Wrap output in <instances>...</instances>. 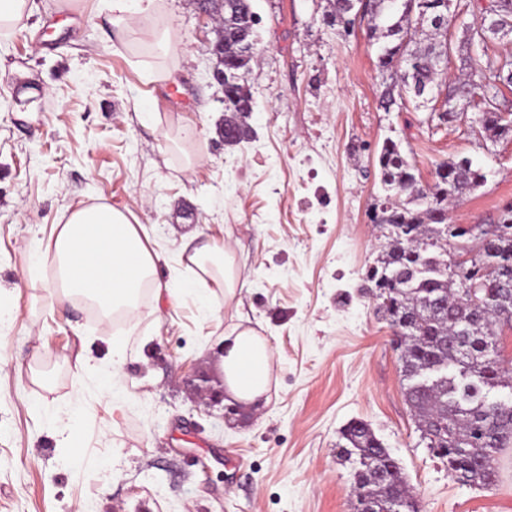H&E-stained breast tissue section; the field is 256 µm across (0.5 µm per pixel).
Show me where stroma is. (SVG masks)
I'll return each mask as SVG.
<instances>
[{
  "label": "stroma",
  "mask_w": 512,
  "mask_h": 512,
  "mask_svg": "<svg viewBox=\"0 0 512 512\" xmlns=\"http://www.w3.org/2000/svg\"><path fill=\"white\" fill-rule=\"evenodd\" d=\"M325 0H254L260 61L246 73L251 139L224 144L222 92L196 0H159L149 23L112 28V0H34L0 32V512H351L342 431L366 423L415 488L420 512H512V448L490 488L458 484L420 439L400 354L365 279L386 239L368 215L377 155L401 141L422 183L466 156L489 172L450 214L482 224L512 201V139L489 147L379 107L378 47L337 38ZM107 204L143 225L158 280L126 326L120 409L111 320L63 299L53 263L27 254L75 209ZM226 247L234 304L199 309L187 249ZM242 325L275 353L268 400L222 401L215 349ZM219 394L204 404L194 386ZM78 408L61 422L55 413ZM73 429L70 447L62 427Z\"/></svg>",
  "instance_id": "obj_1"
}]
</instances>
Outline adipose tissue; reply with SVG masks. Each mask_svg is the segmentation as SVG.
Wrapping results in <instances>:
<instances>
[{
	"instance_id": "ef3b65f1",
	"label": "adipose tissue",
	"mask_w": 512,
	"mask_h": 512,
	"mask_svg": "<svg viewBox=\"0 0 512 512\" xmlns=\"http://www.w3.org/2000/svg\"><path fill=\"white\" fill-rule=\"evenodd\" d=\"M37 258H52L65 296L97 302L103 315L116 310L134 313L142 288L160 291L155 276L158 252L150 248L142 225L107 205L84 207L70 213L46 241ZM201 286L195 295L201 309H210L215 287L225 301L237 293L239 273L226 249L204 246L189 257ZM274 355L267 340L251 328L234 326L224 334L221 364L227 390L237 402L255 404L266 394Z\"/></svg>"
}]
</instances>
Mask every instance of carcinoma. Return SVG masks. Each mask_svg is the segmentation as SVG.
<instances>
[{"label":"carcinoma","instance_id":"carcinoma-1","mask_svg":"<svg viewBox=\"0 0 512 512\" xmlns=\"http://www.w3.org/2000/svg\"><path fill=\"white\" fill-rule=\"evenodd\" d=\"M234 5V24L224 25L226 65L241 75L253 58L244 46L258 40L251 25L253 0H224ZM367 20L368 38L379 45L377 70L383 89L379 106L390 112L422 91L440 88L449 99L473 104L479 121L467 122V132L486 142L512 138V120L502 117L501 103L508 101L512 85L495 84L499 64L512 55L488 53L479 32L460 30L457 46L465 49L475 40L480 54L475 61L462 58L467 74L443 77L435 59L442 48L441 31L452 23L448 0H379L361 8V0H327L322 20L336 36L356 16ZM247 83L226 91L224 134L226 144L237 145L249 136L242 113L253 111ZM383 191L382 223L399 224L404 230L388 240L376 259L378 269L399 274L391 293L392 306L384 308L389 321L412 320L415 326L402 338L401 359L404 395L414 412L417 431L426 447L459 450L447 457L448 472L465 486H489L490 469L497 455L512 448V399L498 404L488 399L490 389H512V374L495 359L499 352L497 327L512 324V209H498L474 234L489 247L479 246L481 300L473 303L463 293L467 276L448 264V254L458 248L457 236L445 232L448 204L474 192L486 180L482 168L467 157L448 158L437 164L434 182L422 185L416 168L401 150V143L384 140L378 155ZM346 444L340 454L354 459V491H363L375 512H418L417 502L399 462L362 422L343 431Z\"/></svg>","mask_w":512,"mask_h":512}]
</instances>
